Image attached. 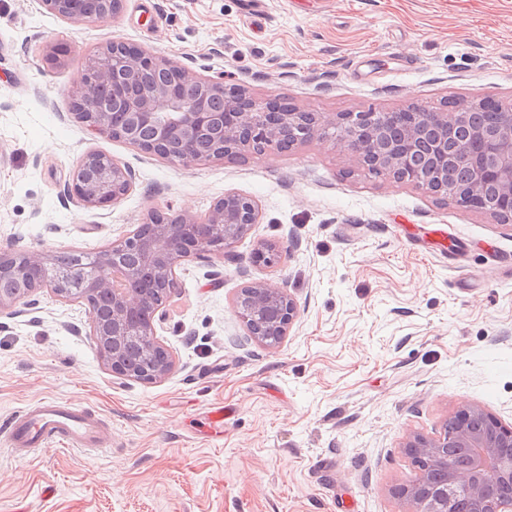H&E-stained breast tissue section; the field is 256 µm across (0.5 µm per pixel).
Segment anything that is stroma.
Segmentation results:
<instances>
[{
    "instance_id": "35a3bbf8",
    "label": "stroma",
    "mask_w": 512,
    "mask_h": 512,
    "mask_svg": "<svg viewBox=\"0 0 512 512\" xmlns=\"http://www.w3.org/2000/svg\"><path fill=\"white\" fill-rule=\"evenodd\" d=\"M115 39L325 116L431 109L512 100V0H123L83 24L0 0V252L94 254L149 211L202 217L230 190L260 209L234 261L179 266L161 382L103 366L84 301L44 289L0 316V512H404L390 489L416 475L409 434L464 403L512 423V223L366 175L325 141L184 166L91 134L73 90ZM91 150L134 174L107 209L63 195ZM264 242L278 263H254ZM257 279L299 309L276 349L233 309ZM47 397L92 407L108 448L16 458L2 423Z\"/></svg>"
}]
</instances>
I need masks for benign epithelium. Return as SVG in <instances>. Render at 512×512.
<instances>
[{
	"label": "benign epithelium",
	"mask_w": 512,
	"mask_h": 512,
	"mask_svg": "<svg viewBox=\"0 0 512 512\" xmlns=\"http://www.w3.org/2000/svg\"><path fill=\"white\" fill-rule=\"evenodd\" d=\"M45 9L71 23L116 15L121 0H98L88 16L76 0H41ZM92 77L77 81L74 105L93 133L111 132L112 117L123 115L120 139L141 151L182 165L222 161L253 143L281 150L285 131L296 140H326L346 149L361 170L388 173L425 187L437 198L477 210L500 221L512 216V102L494 99L397 112H339L331 117L300 110L277 100L258 103L224 92V83L122 42L106 43L97 53ZM492 107L495 123L476 126L471 111ZM465 135L476 146L448 149ZM132 171L118 160L89 151L74 170L65 194L89 209L118 203L132 187ZM259 206L250 196L226 192L203 219L188 212L152 211L145 223L112 242L98 256L96 271L84 275L59 268L45 250L0 253V314H13L25 297L50 289L62 299L86 302L94 295L109 301V315L91 316L90 335L105 368L115 375L153 384L166 379L174 360L157 335L160 307H149L152 289L131 290L120 281L150 271L158 287L177 288L176 267L188 258L222 255L234 259L233 247L257 223ZM185 224H203L206 232L181 242ZM279 246L263 243L257 263L270 265ZM237 316L249 335L269 347L279 346L299 316L294 298L281 286L256 280L241 289ZM448 423L432 435L409 436L403 448L421 467L418 476L391 489L406 512H448V495L462 491L470 512H512V425L478 404L459 405ZM471 449L470 460L448 465V448Z\"/></svg>",
	"instance_id": "obj_1"
}]
</instances>
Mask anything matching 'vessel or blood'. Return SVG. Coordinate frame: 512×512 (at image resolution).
I'll return each mask as SVG.
<instances>
[{"instance_id":"b4317fda","label":"vessel or blood","mask_w":512,"mask_h":512,"mask_svg":"<svg viewBox=\"0 0 512 512\" xmlns=\"http://www.w3.org/2000/svg\"><path fill=\"white\" fill-rule=\"evenodd\" d=\"M10 445L18 458L38 449L65 441L88 453H95L107 437L98 420L85 408L59 399H44L17 410L6 421Z\"/></svg>"}]
</instances>
